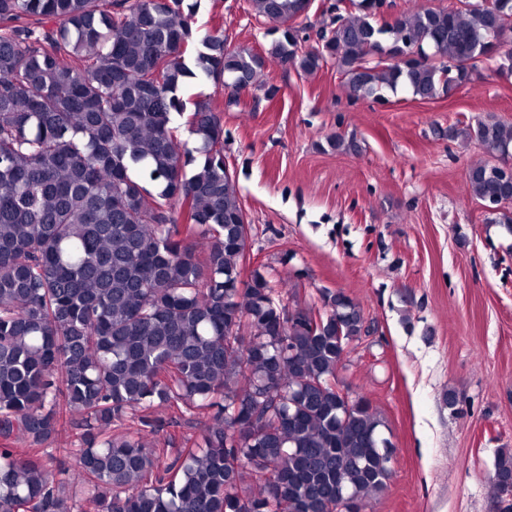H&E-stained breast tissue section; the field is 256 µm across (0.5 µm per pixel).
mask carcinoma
Listing matches in <instances>:
<instances>
[{"instance_id": "1", "label": "carcinoma", "mask_w": 512, "mask_h": 512, "mask_svg": "<svg viewBox=\"0 0 512 512\" xmlns=\"http://www.w3.org/2000/svg\"><path fill=\"white\" fill-rule=\"evenodd\" d=\"M248 2L272 24L270 57L306 74L332 61L355 96L433 100L496 54L512 72V0L392 24L350 0L360 14L310 49L294 26L309 0ZM195 8L0 0V512H336L338 488L361 505L387 488L382 421L336 392L361 308L336 292L291 309L259 270L238 281L248 235L221 113L186 111L180 91L202 75L233 96L269 56L199 33ZM457 135L512 150L494 119ZM468 185L481 202L512 193L486 163ZM159 407L208 420L186 446L148 448ZM66 424L70 468L47 449ZM492 482L512 486L511 452Z\"/></svg>"}]
</instances>
